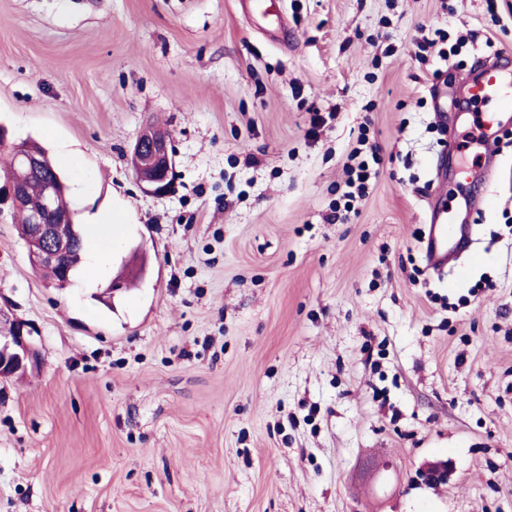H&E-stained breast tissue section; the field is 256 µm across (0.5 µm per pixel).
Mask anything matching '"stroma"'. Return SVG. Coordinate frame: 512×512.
Listing matches in <instances>:
<instances>
[{"instance_id": "stroma-1", "label": "stroma", "mask_w": 512, "mask_h": 512, "mask_svg": "<svg viewBox=\"0 0 512 512\" xmlns=\"http://www.w3.org/2000/svg\"><path fill=\"white\" fill-rule=\"evenodd\" d=\"M266 5L281 26L0 0V126L46 148L100 266L54 287L0 214V311L41 354L0 382V512H512V118L466 90L512 65V0ZM490 119L484 185L441 142L478 155ZM148 123L176 152L161 196L129 163ZM364 124L384 166L336 222ZM436 188L488 198L444 275Z\"/></svg>"}]
</instances>
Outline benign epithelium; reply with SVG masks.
I'll use <instances>...</instances> for the list:
<instances>
[{"label":"benign epithelium","instance_id":"obj_1","mask_svg":"<svg viewBox=\"0 0 512 512\" xmlns=\"http://www.w3.org/2000/svg\"><path fill=\"white\" fill-rule=\"evenodd\" d=\"M12 157L25 175H41L45 168L42 155L25 144L13 145ZM132 167L144 192L163 195L171 187L175 168V152L168 133L147 126L137 137L131 159ZM42 206L27 211L29 256L37 268L56 269V285L60 288L70 283L71 267L66 258L79 242L76 232L66 234L58 226L73 224L72 214L56 208V198L65 192L60 179H40ZM29 192L25 180L10 181L0 187V213L3 207L10 210L24 208ZM40 367V353L27 325L0 313V379L35 372Z\"/></svg>","mask_w":512,"mask_h":512}]
</instances>
